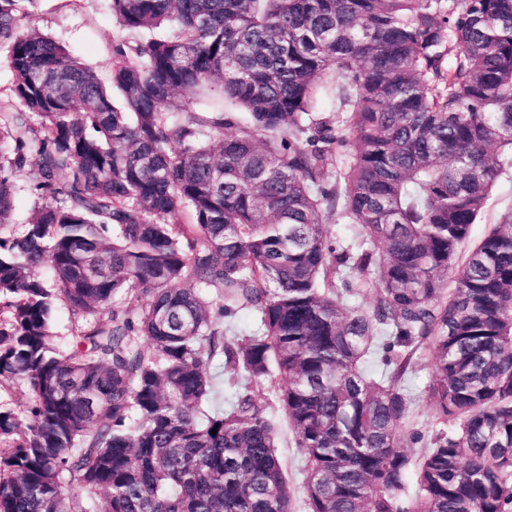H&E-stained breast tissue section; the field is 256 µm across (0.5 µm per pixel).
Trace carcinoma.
Masks as SVG:
<instances>
[{"mask_svg":"<svg viewBox=\"0 0 512 512\" xmlns=\"http://www.w3.org/2000/svg\"><path fill=\"white\" fill-rule=\"evenodd\" d=\"M34 2L0 0V512H292L279 411L309 512H512V209L464 250L512 163V0H111L105 80ZM60 301L107 319L61 344ZM226 370L275 405L215 404ZM35 180L33 168L15 178L14 219L15 224H24L33 208L41 200L32 192ZM254 319L255 312L250 308L238 310L234 316L224 318V337L232 336V333L228 332L227 329L234 327L238 333V336H236L237 338H247V336H244V334H247V332L251 329ZM432 364L429 361H419L415 370L408 375L406 385L411 395V424L405 431L404 444L410 455L419 456L425 446L430 442L433 436L438 432L439 426L436 425L434 418V408L428 397L429 386L432 383ZM419 432L422 440L413 443L409 434Z\"/></svg>","mask_w":512,"mask_h":512,"instance_id":"obj_1","label":"carcinoma"}]
</instances>
